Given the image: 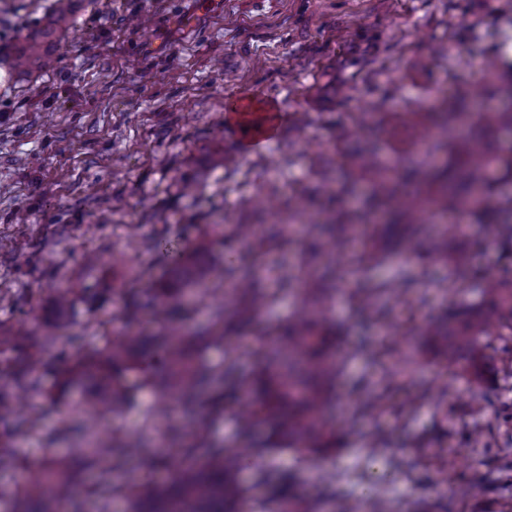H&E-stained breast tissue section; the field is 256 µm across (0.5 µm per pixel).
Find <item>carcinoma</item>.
Returning a JSON list of instances; mask_svg holds the SVG:
<instances>
[{
  "label": "carcinoma",
  "instance_id": "obj_1",
  "mask_svg": "<svg viewBox=\"0 0 512 512\" xmlns=\"http://www.w3.org/2000/svg\"><path fill=\"white\" fill-rule=\"evenodd\" d=\"M79 2L55 0L49 23L32 30L16 48L14 69L30 73L53 65L57 35ZM481 75L490 82L497 80L498 60L482 55ZM471 93L462 86L454 97L434 101V112L394 115L402 124H415L429 132L424 158L407 163L385 159L375 140L357 139L386 113L391 102L388 93L373 98L365 111L351 115L350 127L340 130L339 140H351L353 146L337 151V164L330 169L324 164L323 152L315 154V182L291 192L288 212L280 214L277 223L229 225V238L249 245L248 257L238 258L231 251L225 255L224 289L230 291V305L218 299L219 313L205 337L220 343L235 331H251L262 341V358L248 372L241 370L240 355L230 348L224 349L220 366L195 360V336L174 322L173 301L185 292L183 286L199 284L197 278L205 266L202 249L172 268L176 288L144 287L143 273H135L121 289L122 306L112 315L122 323L120 332L101 347L73 353L64 346L48 357L45 348L59 340L58 327L38 324L33 331H21L0 323V423L8 425L9 437L22 439L35 426L40 400L46 398L47 377L56 379L53 397L60 400L83 383L86 395L79 406L93 414L76 422L69 432L82 441L92 459L110 464L93 487L100 497L125 498L127 512H238L247 492L240 471L249 466L255 484L266 488L274 505L272 512H313L294 496L302 476L279 469L270 456L282 448L301 454L335 450L331 414L336 408V381L357 353L381 355L368 342L353 350L337 344L336 325L326 311L340 290L366 322L390 336L384 351L395 359L380 382L367 380L360 387L352 416L384 412L390 393L405 383L422 354L401 345V338L415 329L422 337L421 346L454 357L475 385L470 401L482 424L473 430L470 447H491L497 415L489 412L481 384L492 337L512 336V278L504 281L486 272L470 275L469 254H448V236H470L481 221L494 217L499 235L512 239V193L499 189L502 182L512 184V147L501 152L485 144L495 131L512 133V107L474 114L467 109ZM249 204L256 211L275 213L278 197L258 193ZM448 212L456 222L445 226L430 248L448 266L441 289L449 310L422 325L410 316L397 321L395 306L412 309V279L402 266L385 278L375 274L391 259L386 249L372 247L346 266L342 258L350 249V232L358 224L372 222L377 214L385 215L387 223L395 226L394 246L404 248L409 258L424 243L427 220ZM301 244L327 256L329 262L295 272L285 261L276 270L278 290L265 288L267 253L277 250L286 255ZM471 289L480 290L484 299L458 307L461 296ZM286 290L295 294L299 308L283 326L264 325L262 315L277 302L279 292ZM110 301V295L101 293L90 296L85 304L96 319ZM145 310L158 325L150 335L139 325ZM145 386L150 387L158 412L175 404L186 411L198 407L204 416L181 453H159L155 464L168 470L166 479L117 484L113 473L139 449L120 430L99 427L96 417L122 414ZM231 404L237 405L239 449L217 445L211 438V426L224 418ZM20 494L27 501L26 512H60L76 495L66 460L54 457L30 471ZM360 507L382 512L373 506L371 495L359 505L336 502V512H356Z\"/></svg>",
  "mask_w": 512,
  "mask_h": 512
}]
</instances>
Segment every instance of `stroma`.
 Wrapping results in <instances>:
<instances>
[{
  "mask_svg": "<svg viewBox=\"0 0 512 512\" xmlns=\"http://www.w3.org/2000/svg\"><path fill=\"white\" fill-rule=\"evenodd\" d=\"M53 0H0V290L28 298L29 306L0 308V323L30 325L32 314L63 321L79 345L98 344L100 330L84 299L123 287L142 268L152 282L165 280L174 259L154 249L167 234L187 247L204 246L207 281L224 277V236L232 224H255L249 199L259 188L276 187L287 199L291 182L308 183L309 153L332 142L336 125L364 103L340 90L365 89L395 80L391 109L404 112L435 93L450 96L453 82L474 86L471 102L500 106L496 86L483 83L476 52H497L490 38L474 40L473 29L501 23L505 0H84L60 39L54 66L29 76L8 62L16 44L41 26ZM350 29L353 38L340 43ZM448 45L435 58L431 47ZM255 92L278 115L265 147L246 151L234 173L225 154L244 151L227 127L224 101ZM323 118L295 134L293 115ZM196 184L185 194L183 183ZM449 251L466 250L470 271L512 268V246L488 230L449 239ZM119 255L120 264L90 267L88 253ZM419 299L418 322L440 313L439 291L447 267L420 251L408 264ZM76 299L69 317L53 301L56 289ZM489 392L500 416L493 447L473 463L467 435L475 419L468 388L450 357H425L392 406L368 420H348L343 408L362 381L379 366L353 360L337 383L336 422L353 433L327 457L276 452L274 464L300 474L302 502L333 512L328 497L355 501L373 493L386 512H415L417 506H447L448 512H512V336L496 341L488 364ZM81 390L66 404L43 403L37 428L11 443L0 424V450L13 452L18 466L0 470V512H17L16 493L29 466L49 456L68 460L79 485L92 483L95 464L78 443H49L78 417ZM419 403L411 418L398 408ZM148 391L123 415L102 423L140 439L119 482L150 474L166 424L191 431L180 408L169 421L150 413ZM381 448L371 449L374 431ZM427 451L413 470L398 468L412 446ZM382 466L374 477L370 464ZM478 484L475 498L451 496L456 485Z\"/></svg>",
  "mask_w": 512,
  "mask_h": 512,
  "instance_id": "obj_1",
  "label": "stroma"
}]
</instances>
